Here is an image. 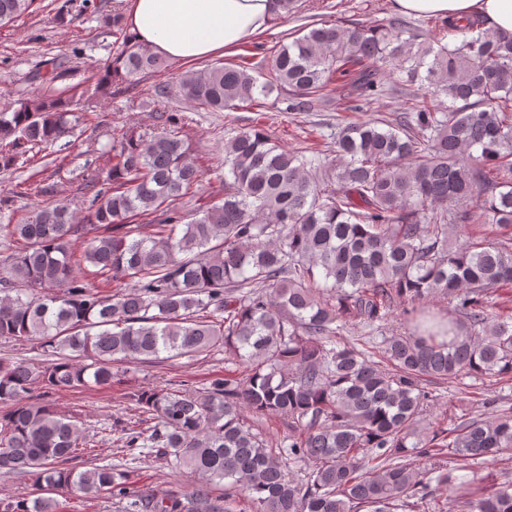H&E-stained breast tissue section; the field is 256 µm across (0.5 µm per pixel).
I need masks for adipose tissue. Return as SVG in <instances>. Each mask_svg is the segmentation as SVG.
<instances>
[{"label":"adipose tissue","mask_w":512,"mask_h":512,"mask_svg":"<svg viewBox=\"0 0 512 512\" xmlns=\"http://www.w3.org/2000/svg\"><path fill=\"white\" fill-rule=\"evenodd\" d=\"M414 16H478L512 36V0H391ZM278 0H131L127 19L139 41L168 59L193 62L256 41L279 20Z\"/></svg>","instance_id":"adipose-tissue-1"}]
</instances>
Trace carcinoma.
<instances>
[{
  "label": "carcinoma",
  "mask_w": 512,
  "mask_h": 512,
  "mask_svg": "<svg viewBox=\"0 0 512 512\" xmlns=\"http://www.w3.org/2000/svg\"><path fill=\"white\" fill-rule=\"evenodd\" d=\"M33 2L0 0V25ZM99 21L119 50L96 70L97 88L116 95L154 77L144 93L158 112L180 100L208 112L261 107L274 92L302 112L349 75L346 112L390 97L389 79L425 93L388 106L395 117L340 125L334 160L291 154L259 124L237 132L224 143V199L194 213L178 207L200 178L178 132L127 130L84 179L85 223L47 198L23 222L1 223L0 338L39 341L42 360L0 362V471L34 486L0 498V512H61L58 493L110 498L121 512H241V498L253 512H512V479L486 487L473 471L512 462V407L488 399L490 420L419 430L432 398L423 381L512 377V316L490 301L512 288V37L480 17L445 23L431 42L402 38L396 18L324 24L264 65L221 62L167 79L166 59L120 12ZM79 120L51 93L1 103L0 169L24 167L29 147ZM468 223L501 237L450 243ZM76 239L86 242L81 261ZM83 261L129 289L99 294L81 279ZM436 297L448 300L446 321L422 308ZM406 301L413 332L386 339L379 360L338 337ZM219 348L240 376L135 389L128 398L155 424L121 428L125 447L197 475L191 489L149 495L127 470L72 464L87 442L51 406L53 392L108 386L116 362ZM271 416L290 423L276 448L248 424ZM445 452L470 474L420 465ZM225 481L228 491L212 495Z\"/></svg>",
  "instance_id": "cac0c4a2"
}]
</instances>
